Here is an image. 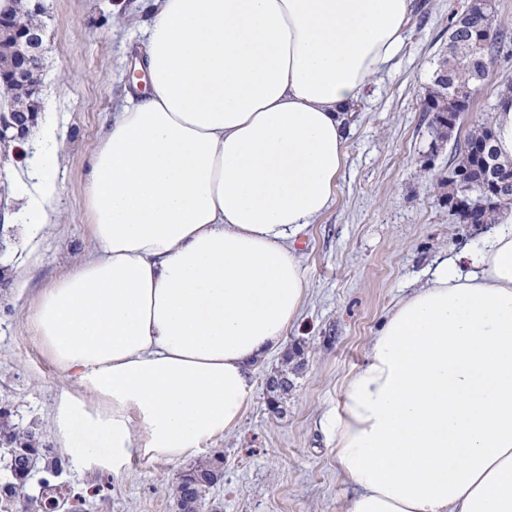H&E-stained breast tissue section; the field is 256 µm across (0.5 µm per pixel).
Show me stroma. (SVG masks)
<instances>
[{
  "label": "stroma",
  "instance_id": "obj_1",
  "mask_svg": "<svg viewBox=\"0 0 512 512\" xmlns=\"http://www.w3.org/2000/svg\"><path fill=\"white\" fill-rule=\"evenodd\" d=\"M404 47L352 118L346 158L333 200L297 243L309 288L284 351L256 369L253 400L237 428L208 445L221 455L224 477L203 512H344L352 487L318 422L341 400L388 309L420 285L437 258L478 246L488 227L464 224L443 202L438 181L453 166L486 108L512 87V0H493L507 38L487 81L450 139L431 149L422 100L439 57L448 52V17L472 0H415ZM43 110L27 136L32 151L48 150L42 126L64 129L55 224L20 244L21 185L27 177L9 150L0 151V408L18 427L38 429L46 447L70 460L58 477L79 496L81 512H176L170 486L186 462L152 464L132 458L121 477L82 468L60 448L51 414L64 382L27 323L38 292L63 276L73 256L93 251L81 186L87 158L124 102L140 56L138 0H44ZM23 272L25 291L14 275ZM296 350L299 368L278 409L268 406L267 379Z\"/></svg>",
  "mask_w": 512,
  "mask_h": 512
}]
</instances>
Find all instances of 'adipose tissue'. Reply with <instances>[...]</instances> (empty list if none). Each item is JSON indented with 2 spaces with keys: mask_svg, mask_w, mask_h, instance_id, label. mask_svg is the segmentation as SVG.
<instances>
[{
  "mask_svg": "<svg viewBox=\"0 0 512 512\" xmlns=\"http://www.w3.org/2000/svg\"><path fill=\"white\" fill-rule=\"evenodd\" d=\"M135 90L89 157L97 250L27 319L89 470L179 462L236 426L308 283L295 241L332 202L350 119L414 0H139ZM53 223L58 156L14 142ZM321 426L345 512H512V208L400 297Z\"/></svg>",
  "mask_w": 512,
  "mask_h": 512,
  "instance_id": "1",
  "label": "adipose tissue"
}]
</instances>
